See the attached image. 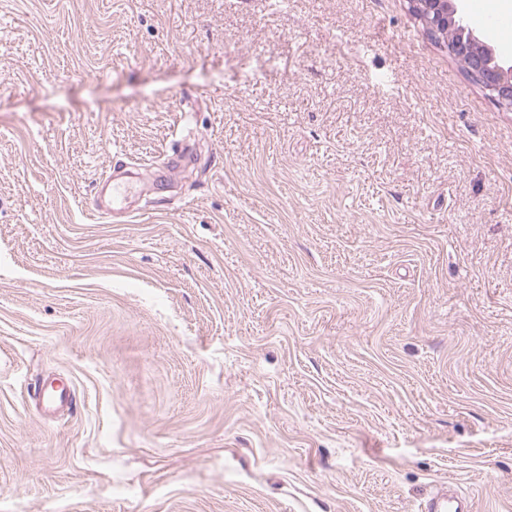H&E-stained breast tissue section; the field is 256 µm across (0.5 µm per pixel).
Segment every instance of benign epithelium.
<instances>
[{"label": "benign epithelium", "mask_w": 512, "mask_h": 512, "mask_svg": "<svg viewBox=\"0 0 512 512\" xmlns=\"http://www.w3.org/2000/svg\"><path fill=\"white\" fill-rule=\"evenodd\" d=\"M427 32L445 43L502 110L512 112V59L484 44L466 19L463 0H408Z\"/></svg>", "instance_id": "7a95c632"}]
</instances>
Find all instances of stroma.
<instances>
[{
	"label": "stroma",
	"instance_id": "1",
	"mask_svg": "<svg viewBox=\"0 0 512 512\" xmlns=\"http://www.w3.org/2000/svg\"><path fill=\"white\" fill-rule=\"evenodd\" d=\"M448 480L512 512V112L407 0H0V512ZM131 189L132 187L129 184L119 183L112 179L111 173L100 180L98 184V196L104 193V195H107V201L105 204L96 202V206L105 214L112 215V212L122 210V205ZM29 397L35 401L42 412L48 416H56L70 411L77 405L75 390L71 385L52 381L49 384L37 380L27 388Z\"/></svg>",
	"mask_w": 512,
	"mask_h": 512
}]
</instances>
